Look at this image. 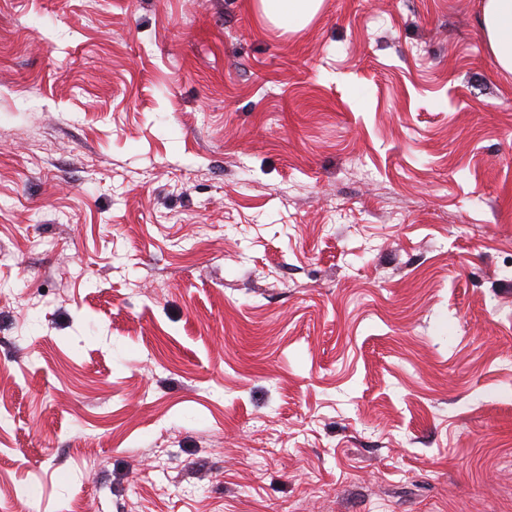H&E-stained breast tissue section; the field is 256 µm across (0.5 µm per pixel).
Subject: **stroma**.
Listing matches in <instances>:
<instances>
[{
    "mask_svg": "<svg viewBox=\"0 0 512 512\" xmlns=\"http://www.w3.org/2000/svg\"><path fill=\"white\" fill-rule=\"evenodd\" d=\"M481 10L0 0V512H512ZM263 15L274 24L288 22L294 28L305 26L318 12L323 0H259Z\"/></svg>",
    "mask_w": 512,
    "mask_h": 512,
    "instance_id": "stroma-1",
    "label": "stroma"
}]
</instances>
